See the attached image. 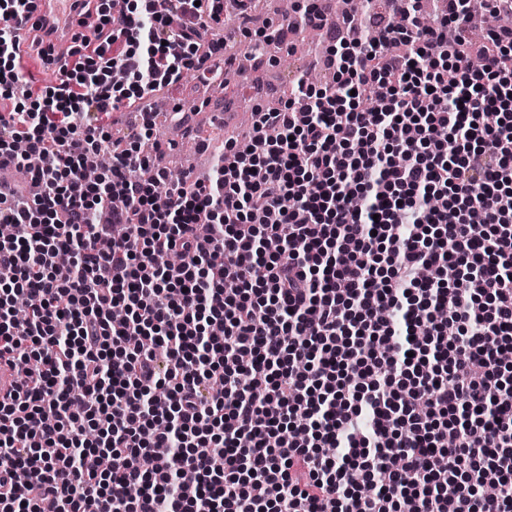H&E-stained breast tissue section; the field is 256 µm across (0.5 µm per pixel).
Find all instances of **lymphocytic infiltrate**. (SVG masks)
<instances>
[{
	"instance_id": "obj_1",
	"label": "lymphocytic infiltrate",
	"mask_w": 512,
	"mask_h": 512,
	"mask_svg": "<svg viewBox=\"0 0 512 512\" xmlns=\"http://www.w3.org/2000/svg\"><path fill=\"white\" fill-rule=\"evenodd\" d=\"M419 3L175 182L146 100L218 51L223 0H82L35 91L31 0H0V168L39 188L0 193V360L37 366L0 398V512H512V24L476 44Z\"/></svg>"
}]
</instances>
